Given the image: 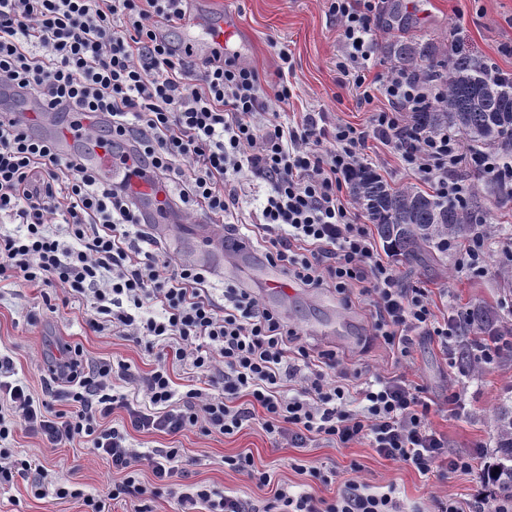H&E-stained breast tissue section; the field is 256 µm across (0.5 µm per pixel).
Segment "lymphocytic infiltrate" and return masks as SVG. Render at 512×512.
Returning a JSON list of instances; mask_svg holds the SVG:
<instances>
[{
	"label": "lymphocytic infiltrate",
	"mask_w": 512,
	"mask_h": 512,
	"mask_svg": "<svg viewBox=\"0 0 512 512\" xmlns=\"http://www.w3.org/2000/svg\"><path fill=\"white\" fill-rule=\"evenodd\" d=\"M379 2L329 0L328 7L342 29L341 85L361 102H388L365 132L325 125L320 112L282 122L294 95L287 50L278 53V83L268 87L238 57L174 53L167 28L185 17L187 0H0V219L17 226L0 233V281L56 284L66 298L89 302L93 331L109 329L150 350L172 348L209 384L177 396L161 358L139 379L135 399L112 384V364L83 366L80 347L70 346L50 364L71 403L55 413L11 384L13 363L1 356L0 393L9 403L0 412V483L31 473L35 496L73 495L43 465L3 447L17 426L54 447L90 443L123 473L121 483L85 499L89 512L146 494L176 499L182 512L200 504L207 512H402L391 494L351 480L331 500L284 487L256 503L202 487L182 492L174 481L185 466L180 449L139 451L128 442L132 429L230 435L256 422L294 448L317 439L341 446L366 439L378 455L424 474L472 470L473 455H449L428 421L429 403L403 377L354 383L335 355L313 356L297 344L295 329L250 288L225 287L218 301L211 269L182 265L163 273L153 253L130 243L140 209L129 189L58 155L53 139L24 115L33 108L59 122L73 112L98 116L89 138L108 134L116 160L132 161L142 177L163 185L169 206L203 211L223 225L228 239L242 230L224 221L239 202L231 180L250 172L271 187L255 234L266 260L289 280L366 297L374 336L400 355H408L415 337L429 336L449 356L462 349L474 365H490L512 344L497 334L461 345L467 315L436 319L425 289L400 287L390 253L379 250L343 199L371 138L390 146L443 198L468 199L469 186L448 178L458 167L512 183V168L495 152H461L447 128L411 131L407 114L438 101L441 83L394 69L367 78ZM55 224L63 233L52 232ZM155 304L162 319L146 313ZM241 394L248 401L240 405ZM117 409L126 410L129 428H103ZM144 466L155 479L149 490L138 481Z\"/></svg>",
	"instance_id": "lymphocytic-infiltrate-1"
}]
</instances>
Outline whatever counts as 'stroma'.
I'll return each mask as SVG.
<instances>
[{
  "label": "stroma",
  "mask_w": 512,
  "mask_h": 512,
  "mask_svg": "<svg viewBox=\"0 0 512 512\" xmlns=\"http://www.w3.org/2000/svg\"><path fill=\"white\" fill-rule=\"evenodd\" d=\"M238 19L245 32L241 59L266 79L276 77L278 52L288 49L293 70L289 76L296 96L289 107L294 115L324 113L328 123L339 121L366 130L374 112L386 109L384 99L364 104L339 84L336 61L341 53V28L328 11L326 0H189L190 16L208 20L216 10ZM378 51L375 69L393 68L384 52L395 40L431 41L443 50L461 44L500 72L512 76V0H383L376 20ZM367 165L394 188L413 187L429 192L427 183L404 170L397 156L376 140H368ZM491 227L489 271L481 276L457 273L451 252L433 251L417 261L396 265L405 288L426 289L436 316L457 309L483 307L501 333L512 332V295L505 294L500 275L505 265L501 245L512 238V199L477 195L472 207ZM235 270H218L216 289L246 284L265 307L278 312L301 334L303 345L335 353L362 377L374 374L401 375L418 386L431 405V427L445 440L449 454L492 453L496 446L495 413L502 400L512 396V355L466 374L448 365L437 340L417 337L408 357H400L383 343L372 339L369 307L365 300H345L330 289L295 288L291 294L272 293L268 277L272 270L261 249L249 248L235 254ZM86 306L63 303L60 289L41 283L21 286L0 283V354L14 363L15 382L26 386L32 396L46 401L54 411L69 410L63 383L53 379L46 363L65 345L77 344L88 362L107 361L127 365L132 379L150 372L157 350L124 340L111 331L95 332L85 325ZM463 406H456L455 396ZM129 441L144 450L181 449L187 465L176 483L191 491L204 486L221 494L244 499L271 498L277 486L301 491L312 485L325 498L337 495L341 480L355 478L379 493L393 492L404 512H434L437 500L450 498L463 506L482 501L497 502L483 482L481 468L467 473L420 475L416 470L379 456L368 441L339 448L322 440L294 448L274 439L253 424L231 435L208 436L196 431L178 434L130 431ZM21 458L39 460L68 486L81 490L78 499L34 497L30 481L15 478L0 486V512H86L82 498L94 495L107 482L121 481L111 463L94 453L90 445L49 446L24 429H16L6 442ZM252 456L255 465L269 471L271 486L257 488L228 465L238 454ZM360 471L351 472V463ZM336 472L330 484L312 482V468Z\"/></svg>",
  "instance_id": "stroma-1"
}]
</instances>
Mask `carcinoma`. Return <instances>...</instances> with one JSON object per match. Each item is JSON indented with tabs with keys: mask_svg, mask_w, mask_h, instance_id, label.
I'll return each mask as SVG.
<instances>
[{
	"mask_svg": "<svg viewBox=\"0 0 512 512\" xmlns=\"http://www.w3.org/2000/svg\"><path fill=\"white\" fill-rule=\"evenodd\" d=\"M396 68L442 82L444 91L434 105L413 113V124L425 131L462 130L478 154L497 150L512 161V79L493 75L478 56L460 47L445 57L433 42L399 41L387 47ZM349 191L361 204L385 246L405 259L441 250L447 241L470 234L471 207L410 187L394 189L365 167L353 174ZM484 477L505 498L512 499V403L496 412V452Z\"/></svg>",
	"mask_w": 512,
	"mask_h": 512,
	"instance_id": "cac0c4a2",
	"label": "carcinoma"
}]
</instances>
